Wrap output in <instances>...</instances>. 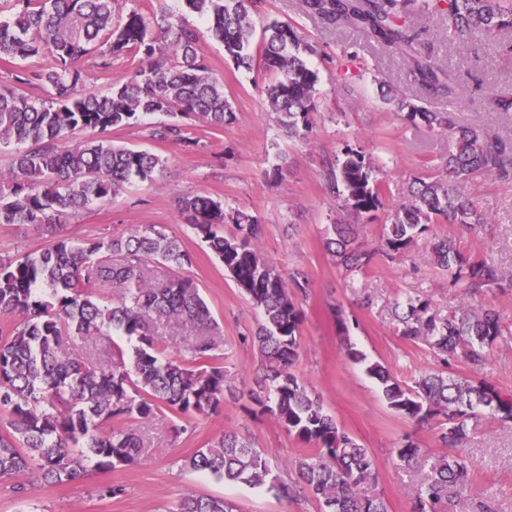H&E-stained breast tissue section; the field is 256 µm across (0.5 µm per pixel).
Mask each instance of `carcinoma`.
Returning a JSON list of instances; mask_svg holds the SVG:
<instances>
[{"label":"carcinoma","instance_id":"cac0c4a2","mask_svg":"<svg viewBox=\"0 0 512 512\" xmlns=\"http://www.w3.org/2000/svg\"><path fill=\"white\" fill-rule=\"evenodd\" d=\"M182 2L208 23L236 67L251 70L259 63L276 75L267 88L269 110L288 137L308 139L320 77L307 58L318 53L317 47L278 20L267 23L260 43H254L261 0ZM13 8L10 18H0V54L50 61L39 71L15 75L11 85H0V145L22 146L8 192L0 193V224H48L109 202L133 182H156L165 161L145 149L112 143L103 137L110 129L164 114L173 122L153 136L193 150L199 141L187 136L186 121L222 127L235 120L224 85L198 53L196 32L166 11L125 14L118 0H13ZM303 8L327 25L355 28L369 41L399 50L420 89L452 106L459 104L456 78L433 60L408 17L435 10L443 16L444 40L450 43L467 34L494 41L501 32H512V0H303ZM91 52L105 70L120 56L137 57L139 65L126 83L96 94L84 88V75L75 66ZM32 84L44 95L27 94L24 87ZM385 103L415 125L448 134L445 174L413 178L382 225L381 247L366 250L357 243V223L384 208L383 188L374 159L353 144L342 147L330 184L342 186V209L353 223L333 225L327 250L349 272L369 267L379 254L392 258L419 246L431 224L474 230L488 223L464 184L477 176H512V143L480 127H456L452 113L434 111L420 99L389 91ZM80 132L95 136L75 139ZM179 209L260 313L255 332L241 336L242 344L257 347L260 362V393L252 400L288 435L312 447L313 453L294 462L302 490L319 501L322 512H388L387 503L366 489L376 480L368 449L338 426L295 373L304 320L300 297L310 287L306 274L296 269L285 277L261 254L256 216L226 212L205 195L180 198ZM227 223L235 225V233H224ZM426 256L448 272V284L461 289L464 298L444 315L429 300L408 296L396 306L395 318L400 336L427 343L442 368L408 385L382 363L367 361L351 343L345 356L365 365L399 416L417 424L444 418L439 439L446 452L415 489L413 505V512H440L444 501L469 484L471 465L460 449L476 410L487 408L495 418L512 421V401L491 384L448 373L455 362L480 373L493 349L512 335L493 305L476 308L468 301L512 293V274L486 258L461 253L449 236L434 241ZM153 262L181 269L191 258L176 238L156 230L142 237L58 238L38 253L0 260V313L23 315L0 342V409L9 412L8 426L0 428V477L34 463L46 483L58 485L80 478L91 462L100 470L133 465L143 438L138 430L112 422L148 421L165 407L184 421L185 431L193 417L217 412L224 394L233 393V378L213 355L219 325L200 289L181 276L151 284ZM105 283L120 289L110 304L90 291ZM172 320L193 332L189 361L161 357L152 326ZM114 332L132 343L130 363L119 346L111 349L107 365L74 354L77 344ZM421 453L410 440L395 448L407 465ZM185 465L226 483L289 495L288 485L272 475L268 455L235 432L197 450ZM177 512H237V506L228 499L187 495Z\"/></svg>","mask_w":512,"mask_h":512}]
</instances>
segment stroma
<instances>
[{
  "label": "stroma",
  "instance_id": "35a3bbf8",
  "mask_svg": "<svg viewBox=\"0 0 512 512\" xmlns=\"http://www.w3.org/2000/svg\"><path fill=\"white\" fill-rule=\"evenodd\" d=\"M124 10L162 9L195 28L198 48L211 72L224 84L235 111V121L224 127L196 123L188 134L199 146L189 151L171 140L151 137L161 115L143 116L138 124L108 132L113 143L150 150L167 162L163 178L135 183L112 201L94 204L78 215L60 218L55 232L29 224H0V259H14L46 246L53 235L64 237L152 234L165 229L191 257L183 270L198 285L220 325L215 351L241 391L226 399L216 413L193 418L181 434L179 419L162 410L153 420L138 423L147 438L134 466L111 470L88 468L80 479L42 485L37 471L0 479V512H175L185 495L193 493L235 501L239 512H321L310 496L283 498L264 489L228 485L215 477L184 469L183 462L198 449L209 447L227 432L249 436L264 449L274 475L291 483L296 472L290 461L304 456L305 444L288 435L269 415L252 414L245 394L255 386L257 359L252 348L239 342L260 319L248 298L236 288L222 264L178 209L181 197L202 194L220 201L225 209H240L259 218L264 234L261 251L282 274L303 269L311 288L302 301V353L295 372L307 389L319 396L339 427L368 448L377 481L371 490L383 497L389 512H411L412 493L426 477V466L407 467L394 449L404 437L425 448L429 456L442 454L438 423L417 426L392 412L362 366L344 355L354 343L369 360L381 362L399 381L413 383L440 362L422 343L397 334L392 309L406 296H422L440 310L459 304L461 292L449 287L448 275L412 252L390 260L376 257L363 273L336 267L325 241L341 212L329 191L326 168L344 144L361 146L379 166L385 189V208L362 229L363 248L380 245L387 211L403 197L413 176L435 173L448 153L447 136L413 125L382 100L384 89L415 96L419 93L407 60L394 48L367 42L352 29L332 27L305 14L300 0H262L264 20L291 24L315 43L310 57L318 71L317 109L308 140H292L278 126L266 104V89L274 81L260 69L236 67L224 56L196 15L185 12L181 0H125ZM413 23L431 55L460 82L461 105L454 120L478 126L512 141V115L495 111L497 94H512V52L500 44L459 39L446 42L441 18L424 14ZM79 68L88 91L104 93L126 82L137 62L113 60L100 69L96 55L81 58ZM489 222L474 233L457 225H432L431 237H452L457 249L476 254L512 271V178L486 177L466 187ZM341 310L346 329L333 315ZM472 462L467 489L450 505L451 512H512V423L483 419L472 424L464 449ZM118 485L120 496L103 498L99 487Z\"/></svg>",
  "mask_w": 512,
  "mask_h": 512
}]
</instances>
